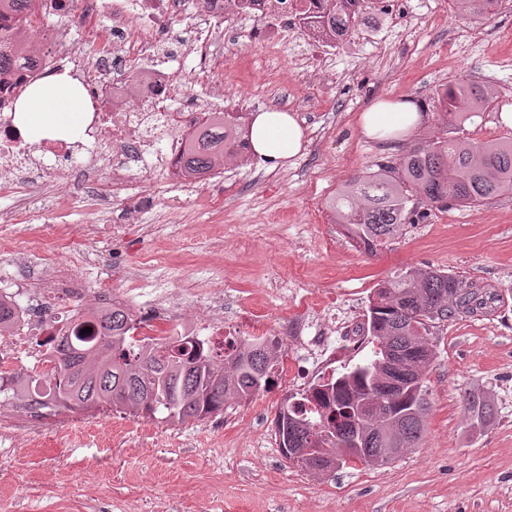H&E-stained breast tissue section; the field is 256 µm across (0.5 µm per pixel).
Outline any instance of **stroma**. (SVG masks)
I'll return each instance as SVG.
<instances>
[{
    "label": "stroma",
    "mask_w": 512,
    "mask_h": 512,
    "mask_svg": "<svg viewBox=\"0 0 512 512\" xmlns=\"http://www.w3.org/2000/svg\"><path fill=\"white\" fill-rule=\"evenodd\" d=\"M403 25L378 10L362 15L356 37L328 57L334 84L303 77L307 48L280 55L243 38L218 51L234 105L260 112L287 100L305 129V147L288 167L258 161L225 173L222 183L177 184L161 170L132 169L137 194L149 203L124 247L103 238L77 244L87 257L84 291L101 273L142 253L172 250L190 237L194 257H174L147 270L126 291L133 302L176 291L190 280L224 290V318L249 307L267 333L316 304L318 319L365 316L375 288L402 269L436 268L475 282L486 294L481 313L435 329L427 375L431 408L419 448L384 466L359 464L319 475L290 464L276 437L285 394L259 393L199 421L173 423L118 411L61 409L15 444L17 407L0 409V512H512V193L479 207L432 209L427 219L369 254L332 224L334 192L349 179L436 138L480 143L512 138L498 111L458 124L442 109L462 81L490 83L512 113V7L489 20L459 17L448 0H410ZM170 68L206 111L213 102L195 60L170 44ZM407 96L423 108L411 135L391 141L365 136L359 116L379 99ZM70 170L36 190V207L52 224H108L111 208L89 210ZM68 194L66 209L54 200ZM224 228V256L211 253L209 231ZM490 394L494 420L472 429L463 406L470 390Z\"/></svg>",
    "instance_id": "35a3bbf8"
}]
</instances>
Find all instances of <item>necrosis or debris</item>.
Masks as SVG:
<instances>
[{
    "instance_id": "necrosis-or-debris-1",
    "label": "necrosis or debris",
    "mask_w": 512,
    "mask_h": 512,
    "mask_svg": "<svg viewBox=\"0 0 512 512\" xmlns=\"http://www.w3.org/2000/svg\"><path fill=\"white\" fill-rule=\"evenodd\" d=\"M78 7L80 17L89 23L106 19L107 25L97 33V53L85 60L75 44L72 28L63 23L71 7ZM36 15L44 20L43 50L32 56L29 64L18 71L9 89L0 92V192L12 195V209L0 211V252L10 254L14 245L7 229L25 223L28 233L48 241L44 253L41 282L35 293H27V282L15 280L10 293L16 306V319L11 332L0 335V381L11 379L21 356L41 357L38 341L44 330L65 331L80 313L70 298L77 291L86 261L81 253L70 252V241L78 236L100 233L96 224L71 227L65 224H34L27 207L29 190L11 177L13 169L31 158V149L14 124V104L32 81L43 74L46 61L58 69L79 72L92 92L109 88L110 111L96 112L86 131L97 146L98 160L107 165L110 174L100 179L84 196L87 207L100 208L128 196L134 183L132 166L158 167L176 174L177 161L191 134L196 113L170 112L166 104L172 98L188 96L184 85L159 63L158 57L167 46L177 24H185L195 35L190 51L198 59L200 70H208L217 47L237 42L241 36L239 19L254 18L258 27L251 38L271 55L278 54L295 37H303L316 51L304 57L305 67H314L317 57L333 54L347 43V36L332 35L327 25V0H36ZM144 62L141 75V103L127 104L129 61ZM163 139H156V131ZM196 290L195 282L185 283L182 291L169 293L148 305L131 308L134 336L150 340L159 336H202L207 340L206 353L216 359L223 355L232 336L224 326V296L214 294L199 302L198 316L185 320L183 293ZM278 340H288L305 350L313 366H329L342 362V348H363L366 343L362 323L345 325L335 343H328L321 331L315 330L309 314H301L281 326Z\"/></svg>"
}]
</instances>
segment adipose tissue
Returning <instances> with one entry per match:
<instances>
[{
  "instance_id": "ef3b65f1",
  "label": "adipose tissue",
  "mask_w": 512,
  "mask_h": 512,
  "mask_svg": "<svg viewBox=\"0 0 512 512\" xmlns=\"http://www.w3.org/2000/svg\"><path fill=\"white\" fill-rule=\"evenodd\" d=\"M91 104L80 82L57 72L31 84L15 107L14 123L33 145L43 139H78L89 122ZM419 104L410 98L380 100L360 117L367 136L388 141L411 134L420 124ZM249 140L255 156L270 170L286 167L304 148L305 132L296 117L280 110L254 114Z\"/></svg>"
}]
</instances>
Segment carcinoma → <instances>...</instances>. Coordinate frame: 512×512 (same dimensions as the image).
<instances>
[{"label": "carcinoma", "instance_id": "1", "mask_svg": "<svg viewBox=\"0 0 512 512\" xmlns=\"http://www.w3.org/2000/svg\"><path fill=\"white\" fill-rule=\"evenodd\" d=\"M350 0H329L331 22L345 31L359 21ZM453 12L472 20L498 13L503 0H448ZM35 0H0L7 11H34ZM27 40L8 58H0V91L13 70L28 62ZM497 99L489 85L460 82L447 94L445 111L464 124L487 111ZM250 144L240 139V127L222 112H206L188 139L180 158L181 176L198 181L235 159L245 161ZM512 192V140L475 143L466 137L435 139L429 147H414L391 164L365 172L341 185L332 198L335 223L368 252L404 231L409 204L484 206ZM484 305L472 282L437 269H403L375 290L366 314V333L373 347L365 359L335 369L301 397L287 403L292 421L276 417L279 445L312 448L318 458L336 455L346 436L362 444L361 462L383 447L381 430L398 431L402 450L418 447L430 409L426 374L435 352L429 336L438 325L471 315ZM129 316L104 306L79 317L72 332L45 339L51 378L20 374L11 381V400L18 407L51 413L60 408L110 407L138 414H166V419L200 420L224 407L247 401L270 387L277 346L262 336H240L235 349L216 364L203 356L205 341L164 336L147 344L130 335ZM89 327L92 332L82 333ZM416 347L424 360L419 376L394 393L378 383L377 363L387 351ZM380 401V412L367 419L356 415L355 401L365 395ZM472 426L482 429L494 417L493 404L483 393L465 397Z\"/></svg>", "mask_w": 512, "mask_h": 512}]
</instances>
